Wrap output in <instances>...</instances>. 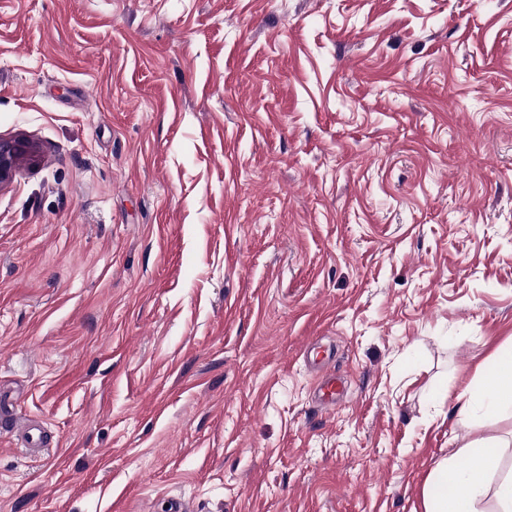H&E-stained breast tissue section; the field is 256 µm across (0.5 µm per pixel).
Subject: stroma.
<instances>
[{
  "instance_id": "1",
  "label": "stroma",
  "mask_w": 512,
  "mask_h": 512,
  "mask_svg": "<svg viewBox=\"0 0 512 512\" xmlns=\"http://www.w3.org/2000/svg\"><path fill=\"white\" fill-rule=\"evenodd\" d=\"M1 140L0 512H415L512 433L456 413L512 342V0H0Z\"/></svg>"
}]
</instances>
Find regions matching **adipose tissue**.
I'll use <instances>...</instances> for the list:
<instances>
[{
    "mask_svg": "<svg viewBox=\"0 0 512 512\" xmlns=\"http://www.w3.org/2000/svg\"><path fill=\"white\" fill-rule=\"evenodd\" d=\"M483 386L462 395V418L480 413L487 417L512 416V345L499 348L481 371ZM512 440L480 437L455 449L427 475L420 496V512H512V471L500 472L504 450Z\"/></svg>",
    "mask_w": 512,
    "mask_h": 512,
    "instance_id": "1",
    "label": "adipose tissue"
}]
</instances>
